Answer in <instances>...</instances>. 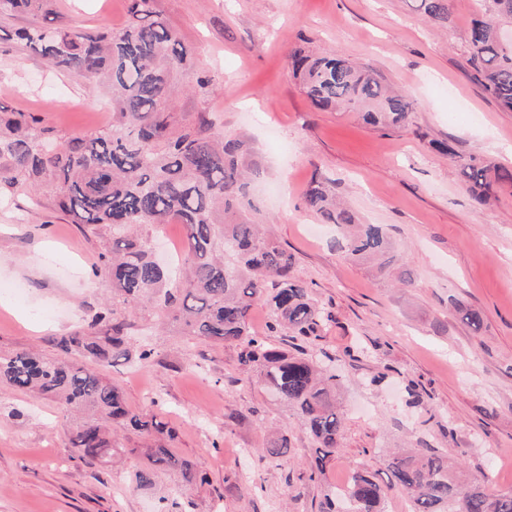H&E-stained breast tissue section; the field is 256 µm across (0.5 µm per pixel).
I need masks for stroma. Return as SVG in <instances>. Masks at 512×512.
I'll use <instances>...</instances> for the list:
<instances>
[{"label": "stroma", "instance_id": "obj_1", "mask_svg": "<svg viewBox=\"0 0 512 512\" xmlns=\"http://www.w3.org/2000/svg\"><path fill=\"white\" fill-rule=\"evenodd\" d=\"M193 48L179 81L212 80L206 96L182 97L185 118L210 113L244 140L257 171L260 219L296 260L295 272L329 315L308 343L271 335L256 307L254 335L343 367L341 453L310 481L315 444L297 409L248 378L234 345L199 342L151 306L126 310L129 356L102 373L128 406L167 423L173 440L120 432V456L82 462L71 440L82 417L55 401L0 383V512H313L353 470L378 479L393 448H446L463 475L512 491V189L477 203L460 177L475 156L512 168V112L475 80L469 29L480 0H449L448 22H425L412 0H156ZM127 0H54L59 28L121 27ZM31 16L0 17V105L37 113L60 134L110 127L101 83L51 69L12 40ZM336 52L374 71L414 103L406 127L371 126L350 112L316 109L287 66L289 53ZM448 142L443 154L434 141ZM320 180L362 222L385 225L411 278L344 258L333 225L306 211ZM108 233L73 224L54 194L0 182V356L37 351L87 326L112 298L97 274ZM483 318L480 331L462 319ZM151 349L141 361L142 349ZM386 373V381L370 378ZM421 404H410L411 395ZM286 438V456H263ZM169 444L206 474L187 485L173 473L143 484L150 448Z\"/></svg>", "mask_w": 512, "mask_h": 512}]
</instances>
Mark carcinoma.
<instances>
[{"label": "carcinoma", "instance_id": "cac0c4a2", "mask_svg": "<svg viewBox=\"0 0 512 512\" xmlns=\"http://www.w3.org/2000/svg\"><path fill=\"white\" fill-rule=\"evenodd\" d=\"M124 27L75 31L33 23L15 33L60 71L93 80L103 76L112 89V127L95 133L58 136L30 112L0 117V179L53 191L72 223L112 233L99 272L112 282L118 300L96 313L85 329L55 336L59 358L26 351L0 357V381L24 392L55 399L63 408L86 411L90 419L72 439L81 461L112 457V440L101 423L150 438L165 432L125 401L121 389L99 368L128 357L130 323L119 306L151 302L173 315L190 336L239 346V364L255 370L279 398L295 405L303 429L317 445L309 479H321L341 447L342 420L336 390L342 375L324 370L308 352L288 353L252 335L250 315L257 304L268 312L271 332L291 331L318 338L325 320L310 290L295 275L294 255L265 232L249 195V149L224 133L207 113L187 122L177 112L174 72L191 66L193 51L156 10L155 0H129ZM492 9L471 22L470 65L484 91L512 111V51L497 36L499 17L512 18V0H489ZM50 0H0V15L50 14ZM418 10L433 23L448 22L447 0H419ZM303 90L323 110L349 109L370 125L407 123L413 103L336 53L290 55ZM461 174L475 201L512 186V169L473 159ZM303 206L342 230L341 250L353 262L374 260L380 269H399L400 256L381 224H362L321 182L305 192ZM182 224L183 255L172 270L158 265L143 228ZM264 456L288 453L287 440L274 438ZM449 450L399 451L388 459L390 486L403 490L411 512H512V492L497 493L486 481L450 471ZM152 472L176 470L193 484L203 479L195 465L172 449H151ZM384 486L367 471L355 470L346 497L326 493L318 512H383Z\"/></svg>", "mask_w": 512, "mask_h": 512}]
</instances>
